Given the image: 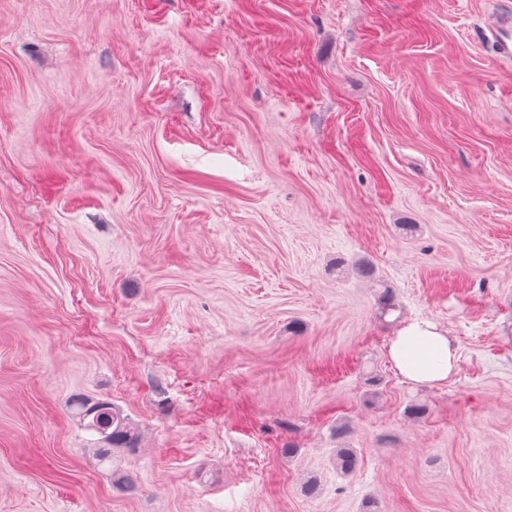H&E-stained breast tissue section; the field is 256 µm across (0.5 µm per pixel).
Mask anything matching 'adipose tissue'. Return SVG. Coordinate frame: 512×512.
Segmentation results:
<instances>
[{"instance_id":"ef3b65f1","label":"adipose tissue","mask_w":512,"mask_h":512,"mask_svg":"<svg viewBox=\"0 0 512 512\" xmlns=\"http://www.w3.org/2000/svg\"><path fill=\"white\" fill-rule=\"evenodd\" d=\"M398 372L412 383L440 385L456 362V349L445 331L429 320H414L402 327L389 348Z\"/></svg>"}]
</instances>
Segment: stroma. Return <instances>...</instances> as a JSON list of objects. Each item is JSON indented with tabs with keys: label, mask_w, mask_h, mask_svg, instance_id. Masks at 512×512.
Listing matches in <instances>:
<instances>
[{
	"label": "stroma",
	"mask_w": 512,
	"mask_h": 512,
	"mask_svg": "<svg viewBox=\"0 0 512 512\" xmlns=\"http://www.w3.org/2000/svg\"><path fill=\"white\" fill-rule=\"evenodd\" d=\"M497 5L0 0V512H512ZM389 354L398 372L412 383L444 384L456 362V349L446 332L423 319L413 320L399 330ZM73 413L79 418V421H85L90 414H98L99 410L106 408L105 415H112V424L104 430H96L100 435L99 443L101 444L100 456L108 457L116 450H131L136 448L138 440V431L136 427L123 417L119 410L107 401L89 402L88 400H80L72 405Z\"/></svg>",
	"instance_id": "stroma-1"
}]
</instances>
